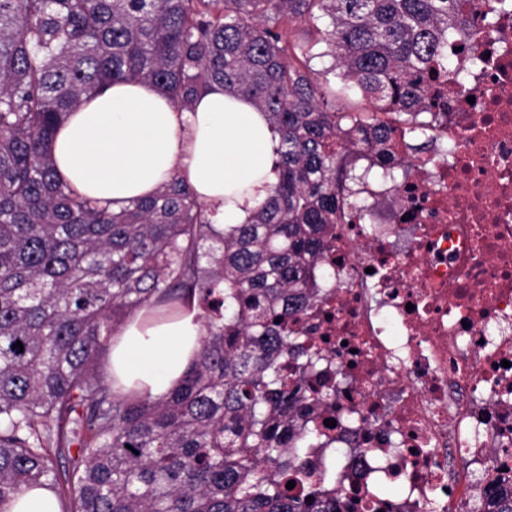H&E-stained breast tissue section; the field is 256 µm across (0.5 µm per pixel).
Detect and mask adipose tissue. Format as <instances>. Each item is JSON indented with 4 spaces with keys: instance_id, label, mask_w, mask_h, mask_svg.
<instances>
[{
    "instance_id": "ef3b65f1",
    "label": "adipose tissue",
    "mask_w": 512,
    "mask_h": 512,
    "mask_svg": "<svg viewBox=\"0 0 512 512\" xmlns=\"http://www.w3.org/2000/svg\"><path fill=\"white\" fill-rule=\"evenodd\" d=\"M277 143L262 112L221 85L182 111L151 86L118 83L70 113L52 156L62 182L97 201L146 197L182 178L223 225L243 223L266 198L277 179ZM198 314L188 303L166 317L137 315L112 339L110 376L165 395L198 352Z\"/></svg>"
}]
</instances>
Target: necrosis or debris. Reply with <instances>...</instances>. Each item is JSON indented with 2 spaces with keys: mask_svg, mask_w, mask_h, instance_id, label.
Masks as SVG:
<instances>
[{
  "mask_svg": "<svg viewBox=\"0 0 512 512\" xmlns=\"http://www.w3.org/2000/svg\"><path fill=\"white\" fill-rule=\"evenodd\" d=\"M471 32L429 131L447 155L394 131L410 174L362 185L331 225L323 299L298 323L324 338L336 407L305 418L324 441L295 464L349 512H482L488 485L512 487V13Z\"/></svg>",
  "mask_w": 512,
  "mask_h": 512,
  "instance_id": "obj_1",
  "label": "necrosis or debris"
}]
</instances>
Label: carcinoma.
I'll list each match as a JSON object with an SVG mask.
<instances>
[{"label": "carcinoma", "instance_id": "cac0c4a2", "mask_svg": "<svg viewBox=\"0 0 512 512\" xmlns=\"http://www.w3.org/2000/svg\"><path fill=\"white\" fill-rule=\"evenodd\" d=\"M474 0H0V512L46 487L61 512H343L295 494L297 427L333 406L322 348L292 324L337 193L399 124L444 111ZM334 59L311 66L315 46ZM118 82L188 109L212 84L279 136L277 182L244 224L211 223L174 177L114 209L72 194L57 127ZM195 300L199 351L151 400L113 387L108 342L144 309ZM22 346H16L17 342ZM313 500H307V497ZM490 512H512L495 491Z\"/></svg>", "mask_w": 512, "mask_h": 512}]
</instances>
